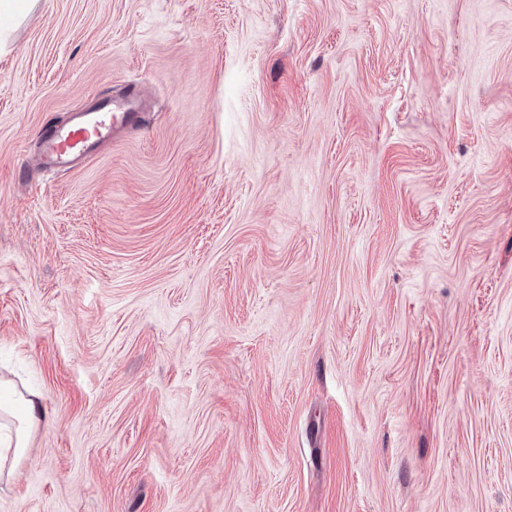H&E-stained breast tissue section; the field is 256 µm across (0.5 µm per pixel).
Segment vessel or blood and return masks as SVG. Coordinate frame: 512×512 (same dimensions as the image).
Here are the masks:
<instances>
[{"instance_id":"b4317fda","label":"vessel or blood","mask_w":512,"mask_h":512,"mask_svg":"<svg viewBox=\"0 0 512 512\" xmlns=\"http://www.w3.org/2000/svg\"><path fill=\"white\" fill-rule=\"evenodd\" d=\"M138 123L134 102L102 101L77 113L66 124L46 127L39 143L40 162L54 171L70 169L110 139L116 125L134 127Z\"/></svg>"}]
</instances>
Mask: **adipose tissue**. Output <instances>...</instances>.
I'll list each match as a JSON object with an SVG mask.
<instances>
[{"mask_svg":"<svg viewBox=\"0 0 512 512\" xmlns=\"http://www.w3.org/2000/svg\"><path fill=\"white\" fill-rule=\"evenodd\" d=\"M46 412L36 395L0 380V477H10L23 460L32 433Z\"/></svg>","mask_w":512,"mask_h":512,"instance_id":"obj_1","label":"adipose tissue"}]
</instances>
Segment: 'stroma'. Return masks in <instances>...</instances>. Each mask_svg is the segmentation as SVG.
I'll return each instance as SVG.
<instances>
[{"label": "stroma", "mask_w": 512, "mask_h": 512, "mask_svg": "<svg viewBox=\"0 0 512 512\" xmlns=\"http://www.w3.org/2000/svg\"><path fill=\"white\" fill-rule=\"evenodd\" d=\"M1 378L46 418L0 512H512V0H38ZM119 121L132 128L138 125L139 112L134 100H105L78 112L64 125H49L39 143L41 164L54 171L74 167L112 137Z\"/></svg>", "instance_id": "35a3bbf8"}]
</instances>
